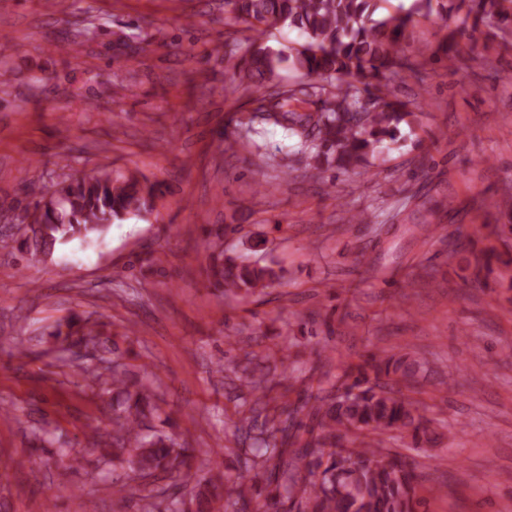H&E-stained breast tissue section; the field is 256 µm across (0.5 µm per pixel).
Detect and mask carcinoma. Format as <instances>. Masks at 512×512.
<instances>
[{
  "label": "carcinoma",
  "instance_id": "obj_1",
  "mask_svg": "<svg viewBox=\"0 0 512 512\" xmlns=\"http://www.w3.org/2000/svg\"><path fill=\"white\" fill-rule=\"evenodd\" d=\"M512 0H413L409 9L378 17L381 0H224L236 18L266 28L289 26L305 37L303 49L285 55L264 43H252L248 56L233 65L234 75L251 80L256 107L254 124L275 126L293 138L297 152L338 171L370 172V159L383 146L397 143L400 125L410 112L390 85L391 76L411 68L403 45L419 16L444 22L448 5L466 10L475 21H512ZM288 61L308 80L281 85L273 94L267 83ZM155 185L147 178L74 175L45 205L16 216L24 233L0 235V249L17 250L35 264L55 244L90 241L111 224L142 217L153 209ZM509 223L493 225L501 252L485 251L471 239L459 244V268L466 284L479 285L491 262L512 267V210ZM210 284L234 294L253 295L282 279L272 266L248 257L212 254ZM53 336L62 348L83 342L107 350L97 324L73 316L57 325ZM263 357L248 353L241 372L252 396L249 411L265 413L251 437L247 462L251 483H235L209 468L192 472L195 449L153 430L148 419L160 414L150 387L128 379L122 363L102 356L112 371V440L99 439L102 458H112L147 488L167 481L161 495L166 512H217L215 503L236 512H420L416 464L377 437L397 433L410 448H431L439 435L433 420L420 413V401L406 394L424 367L416 353L389 351L341 360L336 373H320L317 388H291L267 398V379L256 374ZM308 421H303V418Z\"/></svg>",
  "mask_w": 512,
  "mask_h": 512
}]
</instances>
